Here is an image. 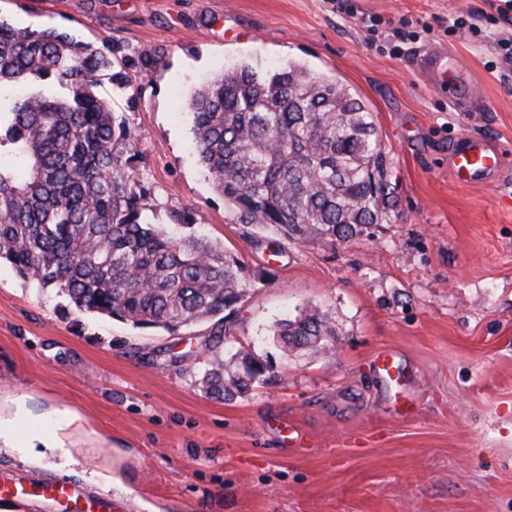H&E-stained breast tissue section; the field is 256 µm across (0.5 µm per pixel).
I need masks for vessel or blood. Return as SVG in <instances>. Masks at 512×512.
I'll list each match as a JSON object with an SVG mask.
<instances>
[{
	"label": "vessel or blood",
	"instance_id": "obj_1",
	"mask_svg": "<svg viewBox=\"0 0 512 512\" xmlns=\"http://www.w3.org/2000/svg\"><path fill=\"white\" fill-rule=\"evenodd\" d=\"M445 58V51L435 48L419 56L417 66L431 84L447 89L453 105L463 111L473 110L475 91L469 86L457 87L455 81L449 80ZM501 163L502 155L493 144L464 135L453 158V171L461 183H483L498 171ZM28 495L57 503L85 501L92 512H110L112 507V494L107 489L92 493L83 484L71 480H51L27 486L13 471L0 470V502Z\"/></svg>",
	"mask_w": 512,
	"mask_h": 512
}]
</instances>
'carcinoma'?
I'll return each mask as SVG.
<instances>
[{"label": "carcinoma", "mask_w": 512, "mask_h": 512, "mask_svg": "<svg viewBox=\"0 0 512 512\" xmlns=\"http://www.w3.org/2000/svg\"><path fill=\"white\" fill-rule=\"evenodd\" d=\"M133 59L108 38L94 46L55 26L0 22V262L55 288L79 311L171 334L213 320L201 383L231 400L265 376L248 355L224 359V312L247 288L244 267L204 237L178 240L152 222L135 135L98 94L103 73L129 88ZM194 144L242 224L295 243L344 241L387 217L386 157L373 113L336 79L290 63L261 75L226 71L193 92ZM274 335L312 350L334 335L319 312L284 319Z\"/></svg>", "instance_id": "obj_1"}]
</instances>
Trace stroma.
Here are the masks:
<instances>
[{
	"label": "stroma",
	"instance_id": "obj_1",
	"mask_svg": "<svg viewBox=\"0 0 512 512\" xmlns=\"http://www.w3.org/2000/svg\"><path fill=\"white\" fill-rule=\"evenodd\" d=\"M350 3L342 15L333 0H0L14 27L156 52L131 87L98 91L135 135L156 223L244 264L222 350L268 366L246 393L209 396L198 378L210 324L171 335L83 313L1 263L0 415L22 400L45 431L55 410L76 420L44 458L1 448L0 469L110 489L118 512H512V77L486 67L493 38L445 32L481 0ZM371 15L432 32L392 56L370 44ZM432 47L474 87L475 111L419 73ZM288 62L336 78L374 114L392 198L363 234L297 244L239 223L193 149L194 87ZM464 134L504 148L495 183L454 179ZM185 207L191 223H172ZM312 310L335 336L320 353L287 351L274 324Z\"/></svg>",
	"mask_w": 512,
	"mask_h": 512
}]
</instances>
